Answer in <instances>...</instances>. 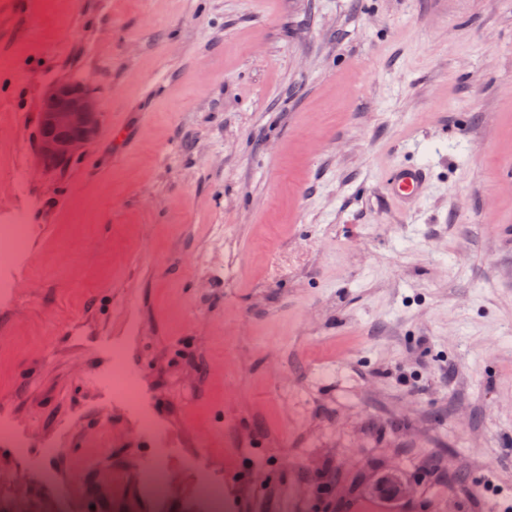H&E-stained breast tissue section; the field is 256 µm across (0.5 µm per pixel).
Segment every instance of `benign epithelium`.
Masks as SVG:
<instances>
[{
    "label": "benign epithelium",
    "instance_id": "benign-epithelium-1",
    "mask_svg": "<svg viewBox=\"0 0 512 512\" xmlns=\"http://www.w3.org/2000/svg\"><path fill=\"white\" fill-rule=\"evenodd\" d=\"M103 112L89 82L56 84L46 95L40 114L43 154L60 161L80 155L93 141Z\"/></svg>",
    "mask_w": 512,
    "mask_h": 512
}]
</instances>
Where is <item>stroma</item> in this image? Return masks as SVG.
<instances>
[{
	"label": "stroma",
	"mask_w": 512,
	"mask_h": 512,
	"mask_svg": "<svg viewBox=\"0 0 512 512\" xmlns=\"http://www.w3.org/2000/svg\"><path fill=\"white\" fill-rule=\"evenodd\" d=\"M74 79L103 120L50 166ZM18 214L0 512H512V0H0ZM103 112L89 82L76 80L56 84L46 95L40 114L44 134L43 154L63 163L80 155L93 141ZM429 184L425 165L411 163L393 167L385 178V195L397 207L411 211L423 201Z\"/></svg>",
	"instance_id": "obj_1"
}]
</instances>
